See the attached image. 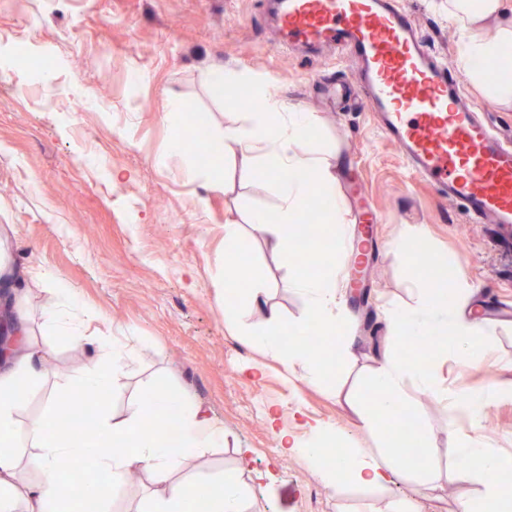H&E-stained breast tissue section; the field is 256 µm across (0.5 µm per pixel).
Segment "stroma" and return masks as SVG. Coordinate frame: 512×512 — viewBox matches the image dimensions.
<instances>
[{
    "label": "stroma",
    "mask_w": 512,
    "mask_h": 512,
    "mask_svg": "<svg viewBox=\"0 0 512 512\" xmlns=\"http://www.w3.org/2000/svg\"><path fill=\"white\" fill-rule=\"evenodd\" d=\"M441 60L457 70V35L446 0H402ZM272 0H0V226H9L7 256L50 269L74 285L102 326L129 336L137 349L131 372L113 389L110 409L123 415L139 387L157 381L223 421L226 441L188 460V473L243 467L249 512H395L414 498L420 512H462L479 486L455 480L456 440L448 429L446 391L512 383V246L491 224L469 223L416 179L369 112L326 88L353 83V67L332 49L290 47L272 16ZM237 74L258 99L273 96L318 113L312 147L341 160L336 193L344 206L343 250L336 267L344 291L340 329L357 336L356 355L330 368L321 385L302 380L250 345L224 322V227L238 225L249 276L242 288L265 289L284 323L305 315L289 283V264L272 253L249 221L277 214L272 177L246 172L226 155L224 188L212 191L187 168L194 150L165 162L187 111L210 127L233 124L245 109L234 97L213 99V66ZM182 100L178 112L166 102ZM422 229L430 260L457 261L455 287L474 292L483 309L482 362L470 368L437 352L436 385H414L411 420L423 421L433 448L438 491L404 482L372 489H332L303 456L285 452L278 431L305 442L334 425L345 442L377 447L353 396L373 403L361 380L385 354L415 355L390 336L384 313L415 306L427 267L406 248L404 232ZM50 295L32 285L34 339L48 344L51 368L27 412L44 413L56 376L75 372L86 351L43 324ZM485 443L512 453V402L494 403L479 427Z\"/></svg>",
    "instance_id": "stroma-1"
}]
</instances>
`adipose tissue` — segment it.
I'll use <instances>...</instances> for the list:
<instances>
[{
	"label": "adipose tissue",
	"mask_w": 512,
	"mask_h": 512,
	"mask_svg": "<svg viewBox=\"0 0 512 512\" xmlns=\"http://www.w3.org/2000/svg\"><path fill=\"white\" fill-rule=\"evenodd\" d=\"M448 17L459 29L460 59L469 82L486 97L512 105V6L507 0H448ZM318 130L315 113L272 97L263 108L244 114L234 125L207 133L215 154L238 152L252 171L267 173L276 180L282 201L278 214L258 210L252 213L251 221L265 235L269 249L285 258L295 251L290 226L312 193H319L332 217L343 213V204L336 196L337 166L308 148ZM290 279L305 298L308 319L327 328L335 325L340 310L337 271L309 276L297 270ZM33 281L41 283L52 296L44 313L47 329L86 348L89 357L78 373L57 379L56 393L46 412L28 417L24 414L27 398L39 386L43 378L40 365L49 354L29 330L27 286ZM0 288L11 293L10 299L0 303V314L11 326L9 338L0 348V512H63L65 496L59 476L64 462L74 468L93 463L95 479L87 486L84 498L100 510L121 498L128 476L139 471L148 475L159 491L145 499L137 512H189V503L204 484L211 489L206 512H246L250 494L239 469H227L209 478L181 473L188 460L224 445L223 425L200 404L148 384L122 416L111 414L107 403L129 365L131 345L126 337L90 330L96 312L80 302L74 286L51 270L14 265L0 256ZM248 294L252 308L263 312L269 327L268 333L257 335L256 345L286 369L300 370L312 381L322 380V355L298 344L299 325L283 324L277 310L268 307L264 289L252 288ZM468 305L466 292L452 298L446 287L424 288L416 306L391 312L389 320L395 333L412 340H447L453 357L473 365L482 350L475 341L477 323L471 319ZM412 382L426 388L434 386L430 366L392 355L376 361L370 384L377 402L366 410L365 424L380 432L381 445L342 446V466L323 465L324 447L341 441L330 425L320 428L304 445L280 432V446L305 456L332 487L345 481L365 487L386 486L418 475L426 489L435 490L422 461L401 466L391 456L389 422L398 411L410 409L407 387ZM90 395L102 404L95 420L97 434L121 445V452L94 457L85 445L54 430L60 402L77 404ZM502 397L512 398V387L448 396L449 426L464 420L472 427L471 432L458 437L456 474L461 482L483 483L488 471L512 470V455L488 447L477 431L489 403ZM151 416L157 424L148 430L144 424ZM23 442L35 450L26 460L17 451Z\"/></svg>",
	"instance_id": "obj_1"
}]
</instances>
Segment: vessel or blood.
<instances>
[{
	"mask_svg": "<svg viewBox=\"0 0 512 512\" xmlns=\"http://www.w3.org/2000/svg\"><path fill=\"white\" fill-rule=\"evenodd\" d=\"M289 43L336 45L363 106L440 201L512 237V138L483 120L400 0H278Z\"/></svg>",
	"mask_w": 512,
	"mask_h": 512,
	"instance_id": "b4317fda",
	"label": "vessel or blood"
}]
</instances>
